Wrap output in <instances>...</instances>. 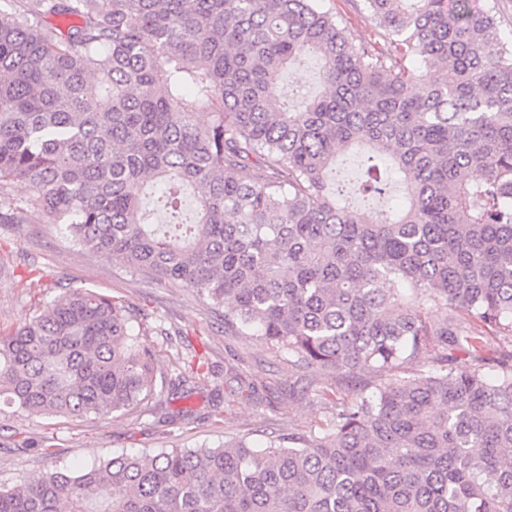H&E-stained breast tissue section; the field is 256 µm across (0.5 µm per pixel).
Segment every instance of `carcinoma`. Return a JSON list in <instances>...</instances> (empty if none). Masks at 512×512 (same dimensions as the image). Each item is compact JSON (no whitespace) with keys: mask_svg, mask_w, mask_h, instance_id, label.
<instances>
[{"mask_svg":"<svg viewBox=\"0 0 512 512\" xmlns=\"http://www.w3.org/2000/svg\"><path fill=\"white\" fill-rule=\"evenodd\" d=\"M474 2L363 0L383 48L319 0L0 10V223L48 218L230 301L225 325L347 390L318 429L261 450L229 437L46 470L0 487V512H512V351L487 340L512 339V38ZM309 55L328 93L290 112L278 84ZM360 144L364 202L385 193L384 155L404 208L341 205L327 175ZM434 342L441 364L394 374ZM205 365L195 351L168 375L124 304L71 287L0 334V405L107 416Z\"/></svg>","mask_w":512,"mask_h":512,"instance_id":"cac0c4a2","label":"carcinoma"}]
</instances>
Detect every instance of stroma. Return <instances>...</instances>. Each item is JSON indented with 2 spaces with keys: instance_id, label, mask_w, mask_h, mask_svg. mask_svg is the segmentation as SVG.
I'll return each mask as SVG.
<instances>
[{
  "instance_id": "35a3bbf8",
  "label": "stroma",
  "mask_w": 512,
  "mask_h": 512,
  "mask_svg": "<svg viewBox=\"0 0 512 512\" xmlns=\"http://www.w3.org/2000/svg\"><path fill=\"white\" fill-rule=\"evenodd\" d=\"M336 14L355 43L375 42L379 29L361 0H320ZM320 61L306 57L289 65L282 83L320 95ZM42 279L27 285L28 272ZM82 286L129 307L146 332L159 367L176 373L190 351L205 355L210 372L188 395L163 394L151 403L108 416L48 417L12 408L0 414V484L15 486L52 468L89 466L119 454L149 453L171 445L196 448L244 435L264 447L268 434H303L330 413L332 394L343 393V375L329 371L312 377L252 336L224 327L223 309L190 288L161 283L107 259L81 251L60 224H0V331L26 322L44 302L65 288ZM235 370L259 387L258 398L236 395Z\"/></svg>"
}]
</instances>
